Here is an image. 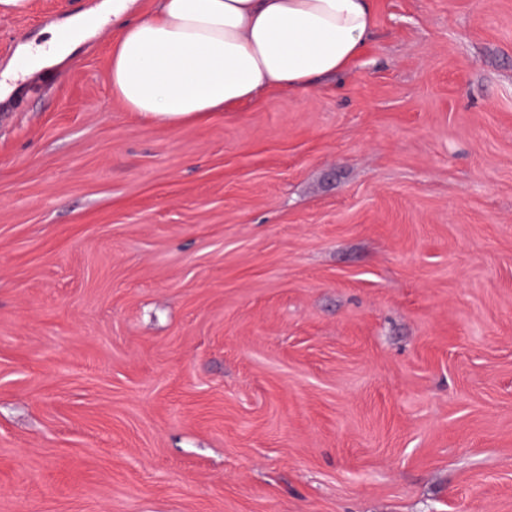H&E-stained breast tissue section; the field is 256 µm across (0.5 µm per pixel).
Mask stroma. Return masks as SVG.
<instances>
[{"instance_id": "35a3bbf8", "label": "stroma", "mask_w": 512, "mask_h": 512, "mask_svg": "<svg viewBox=\"0 0 512 512\" xmlns=\"http://www.w3.org/2000/svg\"><path fill=\"white\" fill-rule=\"evenodd\" d=\"M373 5L304 91L144 119L103 23L0 112V512H512V0Z\"/></svg>"}]
</instances>
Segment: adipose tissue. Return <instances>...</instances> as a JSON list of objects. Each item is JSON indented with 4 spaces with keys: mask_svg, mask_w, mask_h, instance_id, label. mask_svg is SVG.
I'll use <instances>...</instances> for the list:
<instances>
[{
    "mask_svg": "<svg viewBox=\"0 0 512 512\" xmlns=\"http://www.w3.org/2000/svg\"><path fill=\"white\" fill-rule=\"evenodd\" d=\"M112 93L179 125L345 69L375 26L372 0H112Z\"/></svg>",
    "mask_w": 512,
    "mask_h": 512,
    "instance_id": "obj_1",
    "label": "adipose tissue"
}]
</instances>
